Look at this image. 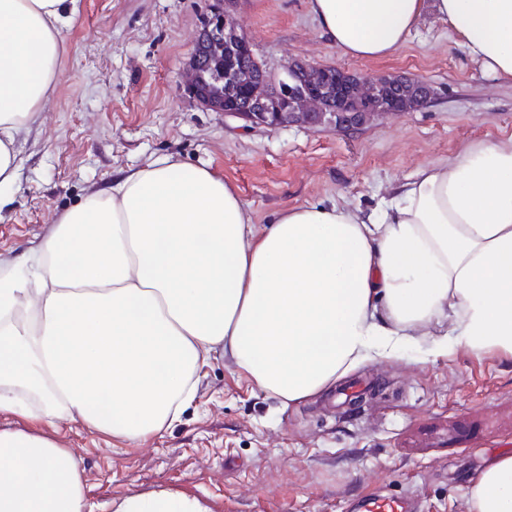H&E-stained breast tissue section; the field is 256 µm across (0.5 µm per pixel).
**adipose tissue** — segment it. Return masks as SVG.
I'll use <instances>...</instances> for the list:
<instances>
[{"label":"adipose tissue","instance_id":"ef3b65f1","mask_svg":"<svg viewBox=\"0 0 512 512\" xmlns=\"http://www.w3.org/2000/svg\"><path fill=\"white\" fill-rule=\"evenodd\" d=\"M77 0H0V208L16 135L59 79ZM344 54L381 59L426 15L487 75L512 81V0H309ZM454 323L474 355H512V136L420 168L372 211L283 209L263 232L236 190L162 158L66 210L24 255L0 259V512H93L58 421L134 442L160 435L229 352L283 403L315 395L406 336ZM472 512H512V453L469 490ZM114 512H208L166 491Z\"/></svg>","mask_w":512,"mask_h":512}]
</instances>
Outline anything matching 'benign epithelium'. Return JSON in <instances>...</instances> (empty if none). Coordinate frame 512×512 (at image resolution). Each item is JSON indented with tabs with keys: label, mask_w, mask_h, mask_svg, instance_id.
<instances>
[{
	"label": "benign epithelium",
	"mask_w": 512,
	"mask_h": 512,
	"mask_svg": "<svg viewBox=\"0 0 512 512\" xmlns=\"http://www.w3.org/2000/svg\"><path fill=\"white\" fill-rule=\"evenodd\" d=\"M237 2L207 0L197 37L203 52L191 55L184 63L182 76L186 91L203 108L254 126H332L351 130L375 118L411 111L406 100L396 108L378 105L375 92L384 84H410L423 96L424 102L430 101L427 83L416 78L358 76L346 71L345 78L340 79L332 67L294 60L274 74V89L261 83H247V94L255 108L251 111L240 108L236 101L224 97V82L239 83L244 77L235 70H224L220 63L215 65L205 60L212 55H254L249 37L234 18Z\"/></svg>",
	"instance_id": "1"
}]
</instances>
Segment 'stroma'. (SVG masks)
I'll return each instance as SVG.
<instances>
[{"instance_id": "35a3bbf8", "label": "stroma", "mask_w": 512, "mask_h": 512, "mask_svg": "<svg viewBox=\"0 0 512 512\" xmlns=\"http://www.w3.org/2000/svg\"><path fill=\"white\" fill-rule=\"evenodd\" d=\"M204 0H77L62 30L60 79L17 137L18 180L0 210L14 257L56 217L123 173L171 157L231 184L264 229L287 206L347 201L369 211L419 168L512 135V83L472 61L447 23L426 17L395 54L344 55L308 0H239L236 19L269 70L294 58L431 84L427 105L352 131L249 127L186 93L182 69ZM198 399L163 435L120 444L74 423L57 439L79 460L86 495L110 506L168 490L210 512H355L362 496L416 512H471L469 489L512 452V356L432 349L425 331L397 356L360 363L334 388L285 405L227 355L203 370Z\"/></svg>"}]
</instances>
